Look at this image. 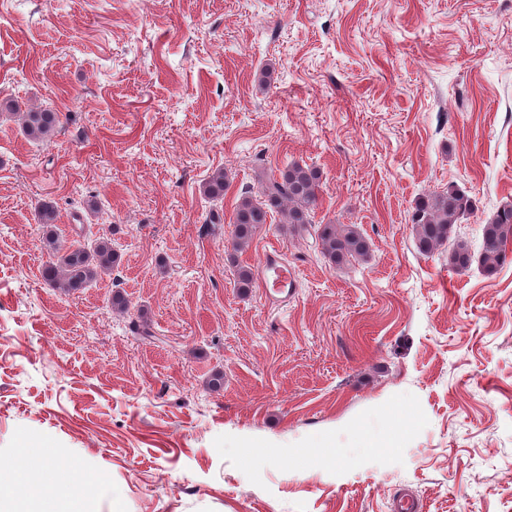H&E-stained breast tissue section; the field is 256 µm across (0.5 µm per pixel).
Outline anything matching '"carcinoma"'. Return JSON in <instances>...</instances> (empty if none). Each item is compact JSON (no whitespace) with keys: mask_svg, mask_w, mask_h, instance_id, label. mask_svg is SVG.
Instances as JSON below:
<instances>
[{"mask_svg":"<svg viewBox=\"0 0 512 512\" xmlns=\"http://www.w3.org/2000/svg\"><path fill=\"white\" fill-rule=\"evenodd\" d=\"M25 134L32 139L52 136L61 124L60 113L50 109L23 112L20 115ZM228 188L224 172L217 171L204 184V192L212 199L224 197ZM320 174L313 167L293 163L280 177L262 184L258 191L245 188L238 194L234 207L232 245L241 249L253 239L260 225L273 214H279L287 224H296L314 235L323 254L334 265L364 258L370 243L354 224H316L314 209L318 201ZM472 209L471 198L450 184L444 190L421 198L415 205L410 223L418 252L428 255L447 245L454 226ZM481 266L494 272L506 259L507 246L512 244V205L499 208L483 225ZM51 259L42 270L44 281L62 291L74 293L89 286L103 274H110L117 265L111 242L101 237L93 248H64L55 237H46ZM473 257L462 242L453 243L448 253L449 265L465 271Z\"/></svg>","mask_w":512,"mask_h":512,"instance_id":"obj_1","label":"carcinoma"}]
</instances>
